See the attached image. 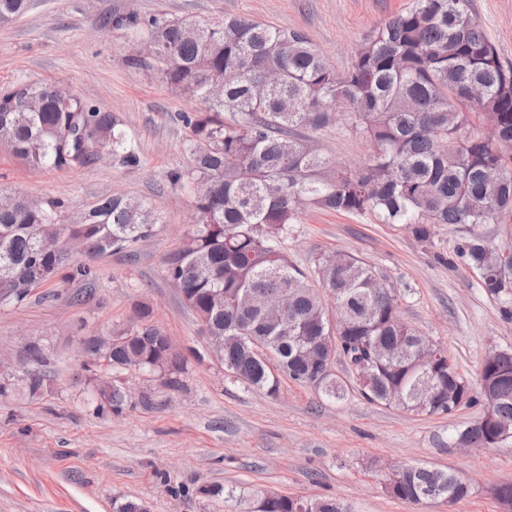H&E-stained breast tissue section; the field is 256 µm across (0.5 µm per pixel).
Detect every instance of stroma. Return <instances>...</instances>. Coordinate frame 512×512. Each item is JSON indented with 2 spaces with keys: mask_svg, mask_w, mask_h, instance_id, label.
Returning a JSON list of instances; mask_svg holds the SVG:
<instances>
[{
  "mask_svg": "<svg viewBox=\"0 0 512 512\" xmlns=\"http://www.w3.org/2000/svg\"><path fill=\"white\" fill-rule=\"evenodd\" d=\"M408 0H31L21 18L0 24V88L52 82L119 115L137 163L110 156L81 169L32 171L0 145V186L33 199L56 197L78 213L107 196L132 197L159 215L153 234L127 253L77 262L93 280L55 277L19 304L0 307V361H16L27 341L49 337L37 397L0 396V512H116L127 500L148 512H248V491L335 498L353 512H503L495 487L512 483V440L496 448L457 450L455 429L474 422L482 405L453 415H425L373 404L357 390L334 402L281 378L279 391L231 382L212 357L196 315L168 277V258L194 220L189 196L169 182L188 167L183 112L198 100L170 87L153 67L132 64L142 38L105 25L115 13L200 22L245 16L277 28H300L338 70L385 19ZM504 64L512 65V0H470ZM319 150L359 170L373 145L344 123L311 133ZM500 244L505 227H431L418 240L406 224L309 211L286 243L289 260L309 272L324 253L350 252L402 295V318L439 341L457 371L477 381L494 350L512 348V319L456 259L471 231ZM83 294L72 305L74 294ZM187 361L178 386L130 371L121 379L132 404L121 414L97 411L95 373L82 367L76 337L133 322L138 304ZM452 469L472 494L453 505H413L384 490L389 468Z\"/></svg>",
  "mask_w": 512,
  "mask_h": 512,
  "instance_id": "stroma-1",
  "label": "stroma"
}]
</instances>
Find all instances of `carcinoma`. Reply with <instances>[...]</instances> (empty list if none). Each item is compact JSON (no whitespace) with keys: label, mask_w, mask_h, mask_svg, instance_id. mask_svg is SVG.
Masks as SVG:
<instances>
[{"label":"carcinoma","mask_w":512,"mask_h":512,"mask_svg":"<svg viewBox=\"0 0 512 512\" xmlns=\"http://www.w3.org/2000/svg\"><path fill=\"white\" fill-rule=\"evenodd\" d=\"M29 7L30 0H0V23ZM106 24L136 29L167 84L203 104L180 114L190 166L170 181L188 192L195 221L167 274L203 332L216 337L214 353L230 378L274 394L286 376L334 400L352 383L371 403L428 415L478 403L487 388L496 395L491 420L458 429L453 439L476 448L498 432L512 434V349L480 366L475 392L448 357L427 366L417 361L429 337L396 318L400 295L390 285L375 287L377 273L363 259L323 254L312 282L284 247L306 208L411 224L420 240L432 224L512 222V67L503 64L469 0H409L341 72L305 32L246 17L201 23L115 14ZM270 70L281 74L276 86L264 82ZM472 85L483 90L475 103L468 97ZM340 119L375 148L361 170L299 134ZM487 123L498 126L499 142L482 140ZM0 143L34 171L83 168L105 151L136 162L115 114L48 82L0 90ZM201 179L211 190L200 197L192 185ZM157 220L139 199L108 196L70 216L58 198L33 200L0 187V305L23 301L65 268L74 278L93 279L91 267L72 262L71 241L89 254L128 251ZM454 253L512 319V229L494 247L473 232ZM323 290L334 294L342 316L332 348ZM284 295L293 314L286 327L264 316V304ZM136 315L129 325L82 341L88 355L106 362L111 376L99 380L96 392L115 413L131 398L117 375L136 366L174 385L185 371L169 336L151 323V308L141 304ZM255 340L274 356L271 365L252 353ZM331 349L343 358L349 381L327 371ZM367 349L374 365L362 379L356 361ZM385 491L414 505L456 503L471 485L451 471L411 466L389 477ZM251 499V512H352L336 499L262 492Z\"/></svg>","instance_id":"obj_1"}]
</instances>
